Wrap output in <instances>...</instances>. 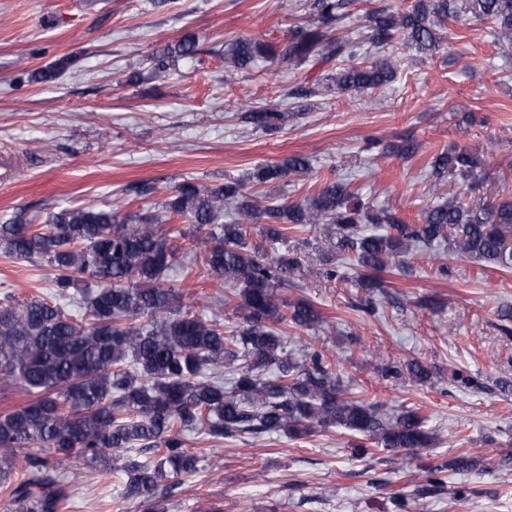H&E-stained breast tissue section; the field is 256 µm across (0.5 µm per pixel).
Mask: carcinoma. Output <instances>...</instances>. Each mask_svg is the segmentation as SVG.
I'll use <instances>...</instances> for the list:
<instances>
[{"label":"carcinoma","mask_w":512,"mask_h":512,"mask_svg":"<svg viewBox=\"0 0 512 512\" xmlns=\"http://www.w3.org/2000/svg\"><path fill=\"white\" fill-rule=\"evenodd\" d=\"M356 2L310 0V18L287 39L227 44L224 79L249 71L259 58L282 72L331 63L316 87H297L288 96L308 97L322 88L371 94L395 81L403 52L432 55L442 48L448 20L462 14L493 25L499 42L512 43V0L374 7L353 37L341 29ZM197 53L196 36H183L151 55L152 76L167 73L173 58ZM238 121L274 135L287 125L288 111L247 106ZM418 150L406 136L385 144L382 153L409 160ZM309 169L308 159L294 154L221 185L181 183L164 210L168 221L193 224L190 232L165 228L152 216L121 220L115 209L96 206L53 212L38 226L0 224L1 251L18 260L43 258L53 271L52 299L38 295L0 305V385L30 396L26 405L0 413V493L19 512H61L70 504L76 489L58 471L70 459L112 463L122 477V496L143 499L145 512H165L156 490L199 471V457L185 448L187 431L222 442L273 434L298 439L336 427L362 436L356 445L362 454L369 444L395 455L436 444L419 411L390 416L353 392L326 349L288 350L284 328H309L320 312L307 299L283 297L297 257L250 245L246 225H262L271 242L323 227L333 250L315 274L336 278V258L348 256L366 291L362 308L374 316L371 294L383 287L378 273L405 262L416 247L446 241L453 256L512 270V197H500L478 154L451 149L434 157L431 176L465 190L424 206L414 224L364 202L351 183L336 179L300 202L254 204L248 185ZM226 210L236 215L228 224L221 222ZM185 238L207 243L200 264L224 285L215 304L238 321L228 333L219 316L198 314V297L163 279L179 264ZM381 372L420 384L432 377L418 360ZM133 448L148 458L123 455Z\"/></svg>","instance_id":"obj_1"}]
</instances>
